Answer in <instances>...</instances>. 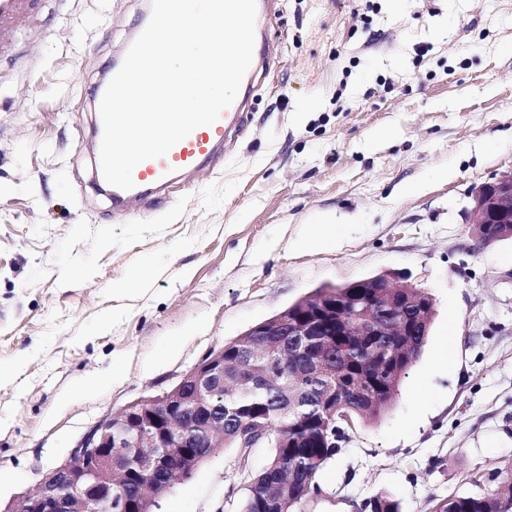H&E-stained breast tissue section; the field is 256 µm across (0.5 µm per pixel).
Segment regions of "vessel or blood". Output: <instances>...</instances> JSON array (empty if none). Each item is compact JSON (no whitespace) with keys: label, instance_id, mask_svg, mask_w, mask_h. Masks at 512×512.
Masks as SVG:
<instances>
[{"label":"vessel or blood","instance_id":"vessel-or-blood-1","mask_svg":"<svg viewBox=\"0 0 512 512\" xmlns=\"http://www.w3.org/2000/svg\"><path fill=\"white\" fill-rule=\"evenodd\" d=\"M43 0H0V53L10 49L19 27L35 17ZM271 0H256L255 42L263 44L273 22ZM247 114L241 101H234L210 126L195 129L162 158L140 163L133 171L135 186L116 187L109 193L116 206L133 208L149 199L157 190L170 187L182 175L200 170L218 159L225 141L243 132Z\"/></svg>","mask_w":512,"mask_h":512}]
</instances>
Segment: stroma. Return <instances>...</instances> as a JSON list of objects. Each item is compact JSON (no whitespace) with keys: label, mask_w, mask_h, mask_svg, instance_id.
I'll use <instances>...</instances> for the list:
<instances>
[{"label":"stroma","mask_w":512,"mask_h":512,"mask_svg":"<svg viewBox=\"0 0 512 512\" xmlns=\"http://www.w3.org/2000/svg\"><path fill=\"white\" fill-rule=\"evenodd\" d=\"M145 6L45 0L0 56V505L209 351L378 274L432 295L429 340L303 512H439L512 473V240L469 225L472 187L512 168V0H276L244 132L121 212L97 188L94 99ZM323 223L335 241L298 249ZM236 459L213 453L158 512H237Z\"/></svg>","instance_id":"35a3bbf8"}]
</instances>
